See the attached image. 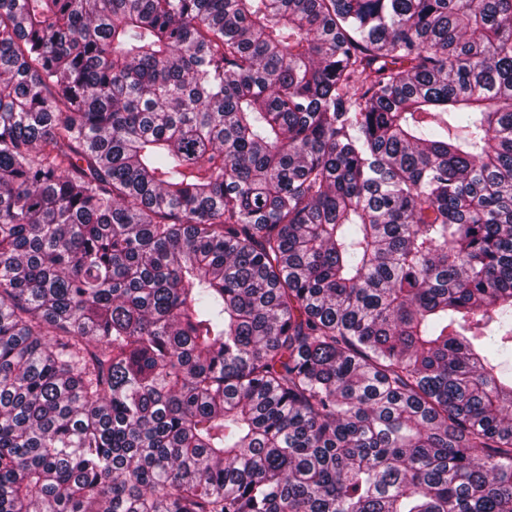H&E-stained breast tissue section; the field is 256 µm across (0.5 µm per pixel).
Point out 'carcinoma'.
Segmentation results:
<instances>
[{"instance_id":"carcinoma-1","label":"carcinoma","mask_w":512,"mask_h":512,"mask_svg":"<svg viewBox=\"0 0 512 512\" xmlns=\"http://www.w3.org/2000/svg\"><path fill=\"white\" fill-rule=\"evenodd\" d=\"M512 0H0V512H512Z\"/></svg>"}]
</instances>
